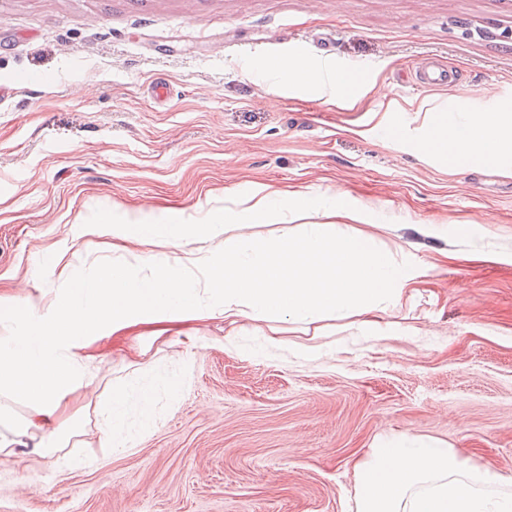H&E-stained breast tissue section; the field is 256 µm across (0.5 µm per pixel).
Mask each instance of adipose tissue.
I'll return each instance as SVG.
<instances>
[{
    "label": "adipose tissue",
    "instance_id": "adipose-tissue-1",
    "mask_svg": "<svg viewBox=\"0 0 512 512\" xmlns=\"http://www.w3.org/2000/svg\"><path fill=\"white\" fill-rule=\"evenodd\" d=\"M269 71H286L339 106L357 101L358 81L346 71L304 58L268 60ZM419 152L451 167H512V109L464 111L421 102ZM373 208L343 191L328 199L282 192L264 184L235 198L223 220L188 224L178 218H135L116 224L114 213L87 225L90 235H112L115 251L126 242L173 250L174 260L137 276L121 262L102 263L92 280L76 283L47 308L31 298L0 297V455L15 448L47 455L66 447L78 426L60 421L70 393L95 384V336L139 325L186 323L223 317L298 323L384 313L400 304L414 273L398 260V245L364 232ZM320 223H310V216ZM269 224V235H232L235 224ZM223 237L214 255L205 241ZM149 388L112 387V407L97 447L88 456L119 449L122 411L134 403L151 425ZM24 413H17L16 405ZM507 482L488 467L465 466L435 440L401 435L375 443L358 466L357 512H512Z\"/></svg>",
    "mask_w": 512,
    "mask_h": 512
}]
</instances>
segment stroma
I'll return each instance as SVG.
<instances>
[{
	"label": "stroma",
	"instance_id": "35a3bbf8",
	"mask_svg": "<svg viewBox=\"0 0 512 512\" xmlns=\"http://www.w3.org/2000/svg\"><path fill=\"white\" fill-rule=\"evenodd\" d=\"M297 56L368 69L405 107L401 138L353 133L372 94L341 109L261 70ZM434 62L452 82L421 83ZM424 98L512 106L507 0H0L1 297L93 279L113 253L82 232L102 211L197 224L256 183L373 205L365 232L417 275L373 336L326 319L279 348L269 322L216 318L184 325L192 344L145 326L97 341L99 385L68 409L100 417L67 448L1 459L0 512H356V464L400 434L512 480V263L485 259L512 253V175L422 161ZM49 251L66 276H46ZM133 379L155 389L153 425L128 407V451L85 460Z\"/></svg>",
	"mask_w": 512,
	"mask_h": 512
}]
</instances>
